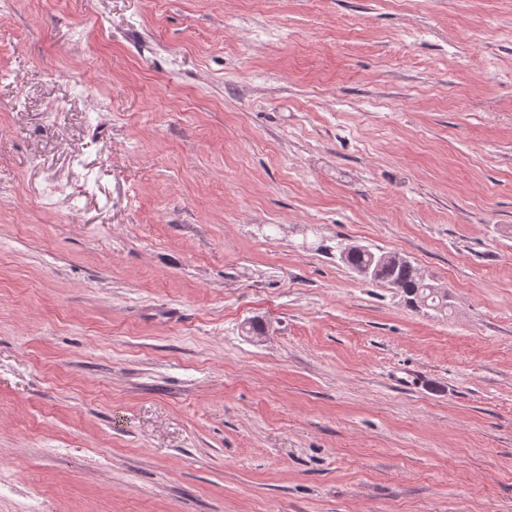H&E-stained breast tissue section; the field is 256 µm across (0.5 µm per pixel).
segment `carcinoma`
Wrapping results in <instances>:
<instances>
[{
	"instance_id": "obj_1",
	"label": "carcinoma",
	"mask_w": 512,
	"mask_h": 512,
	"mask_svg": "<svg viewBox=\"0 0 512 512\" xmlns=\"http://www.w3.org/2000/svg\"><path fill=\"white\" fill-rule=\"evenodd\" d=\"M344 263L355 270L370 269V279L381 282L406 294L417 305H429L433 308L448 307L447 295L440 294L432 285L426 283L408 260L395 263L375 256L371 251L351 249Z\"/></svg>"
}]
</instances>
